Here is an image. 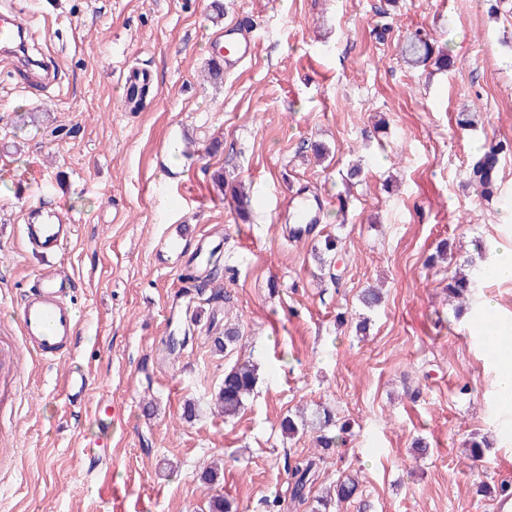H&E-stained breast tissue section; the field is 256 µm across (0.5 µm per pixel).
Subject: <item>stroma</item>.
Instances as JSON below:
<instances>
[{"label": "stroma", "instance_id": "stroma-1", "mask_svg": "<svg viewBox=\"0 0 512 512\" xmlns=\"http://www.w3.org/2000/svg\"><path fill=\"white\" fill-rule=\"evenodd\" d=\"M211 3L0 0V14L29 20L26 57L0 51V512H208L216 495L266 512L289 462L315 451L312 433L280 423L319 406L348 428L314 494L359 481L336 512H499L512 404L475 327L490 305L512 321V281L460 309L446 286L477 246L512 249V151L493 198L467 180L483 145L512 144V0H223L220 17ZM240 19L254 54L204 82L214 42ZM417 32L447 49V69L404 64ZM132 71L152 89L136 112ZM462 112L474 126L458 125ZM220 173L249 194V220ZM295 195L325 201L299 240ZM45 202L78 227L50 260L23 244ZM329 234L344 248L333 271L313 256ZM443 240L447 260L430 263ZM206 244L222 273L185 281ZM48 267L73 279L77 344L52 364L9 363L15 312ZM370 286L384 294L372 309L360 301ZM228 324L240 337L216 351ZM246 356L257 388L227 421L212 399ZM76 367L96 378L82 408L61 388ZM100 404L110 422L95 419ZM474 437L489 443L478 460Z\"/></svg>", "mask_w": 512, "mask_h": 512}]
</instances>
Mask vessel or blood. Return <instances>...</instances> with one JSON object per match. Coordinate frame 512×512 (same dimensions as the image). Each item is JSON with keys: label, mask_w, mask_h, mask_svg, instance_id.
<instances>
[{"label": "vessel or blood", "mask_w": 512, "mask_h": 512, "mask_svg": "<svg viewBox=\"0 0 512 512\" xmlns=\"http://www.w3.org/2000/svg\"><path fill=\"white\" fill-rule=\"evenodd\" d=\"M254 42L238 26L226 28L224 42L216 46L214 55L225 65L232 66L252 56ZM42 221L26 227L28 245L33 252L48 255L62 250L74 238L77 227L62 221L54 208H44ZM69 276L45 271L38 274L32 288L26 292L19 314L22 345L38 354L45 362L61 359L71 351L78 333V320L69 301ZM69 400H84L89 386V374L70 371L63 382Z\"/></svg>", "instance_id": "obj_1"}]
</instances>
